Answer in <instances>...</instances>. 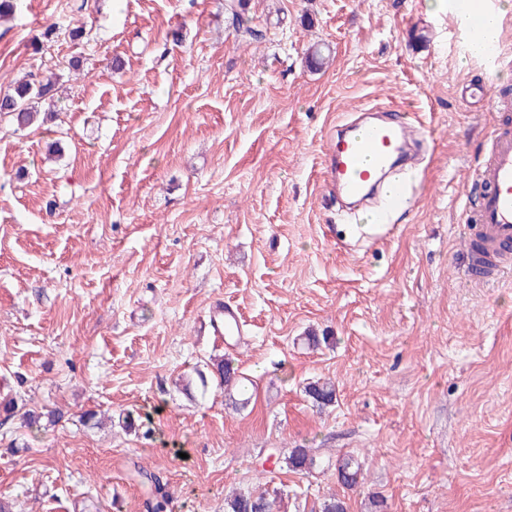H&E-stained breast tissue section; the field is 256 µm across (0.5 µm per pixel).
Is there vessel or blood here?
Instances as JSON below:
<instances>
[{"label": "vessel or blood", "instance_id": "vessel-or-blood-1", "mask_svg": "<svg viewBox=\"0 0 512 512\" xmlns=\"http://www.w3.org/2000/svg\"><path fill=\"white\" fill-rule=\"evenodd\" d=\"M416 158L415 139L404 122L374 114L339 126L325 154L324 177L344 207L383 195V208L370 216L378 230L387 209L406 201L408 188L394 178V171ZM475 178L480 187L478 208L466 213L465 222L483 238L488 251L466 252L458 272L470 283L496 282L512 274V253L505 250L512 243V127L496 129L488 159L476 170ZM211 320L215 331L224 336L242 333L237 314L223 303L213 304Z\"/></svg>", "mask_w": 512, "mask_h": 512}]
</instances>
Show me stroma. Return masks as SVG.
Masks as SVG:
<instances>
[{"instance_id":"35a3bbf8","label":"stroma","mask_w":512,"mask_h":512,"mask_svg":"<svg viewBox=\"0 0 512 512\" xmlns=\"http://www.w3.org/2000/svg\"><path fill=\"white\" fill-rule=\"evenodd\" d=\"M245 3L249 45L224 0H20L0 24V83L58 74L62 107L21 132L0 116V396L65 413L40 433L0 423V495L12 512H148L155 474L170 512L267 484L284 512L332 494L348 512H512V276L457 273L470 175L512 126V65L487 68L426 0ZM475 81L496 101L467 102ZM392 105L421 122L422 160L391 232L350 250L323 153ZM218 300L240 313L236 347L211 326ZM213 355L251 380L245 408L200 383ZM318 379L336 389L324 408ZM88 410L150 415L152 434L89 427ZM299 447L315 473L280 468ZM344 455L363 465L351 489ZM244 6L242 0H225L224 12L237 36L257 39L263 35L262 31L253 23V18L245 14Z\"/></svg>"}]
</instances>
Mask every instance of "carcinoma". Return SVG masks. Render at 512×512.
Returning <instances> with one entry per match:
<instances>
[{
	"label": "carcinoma",
	"mask_w": 512,
	"mask_h": 512,
	"mask_svg": "<svg viewBox=\"0 0 512 512\" xmlns=\"http://www.w3.org/2000/svg\"><path fill=\"white\" fill-rule=\"evenodd\" d=\"M224 12L235 33L242 38L257 39L262 36L253 23V18L246 15L242 0H224ZM48 106V113H53L58 100L55 99V84L44 81L41 76L29 73L27 79L9 84L8 90L0 96V115H6L22 130L34 123L39 115L40 105ZM212 370L217 382L224 386V392L231 394L234 390H244L241 377L231 361L213 360L206 364ZM306 393L318 406H329L335 401L336 390L328 382H312L306 387ZM0 412L5 413L4 420L15 414H21L24 425L33 432L46 430L56 425L64 416L59 409L46 411L26 410L19 412L17 403L12 400L0 402ZM282 467L289 471L312 473L317 468V458L309 448H293L280 458ZM362 472V463L352 456L338 460V474L342 484L348 487L358 485ZM152 512H168L170 494L167 484L157 476L150 477ZM282 492L276 488L272 491L233 490L224 497V512H280Z\"/></svg>",
	"instance_id": "obj_1"
}]
</instances>
